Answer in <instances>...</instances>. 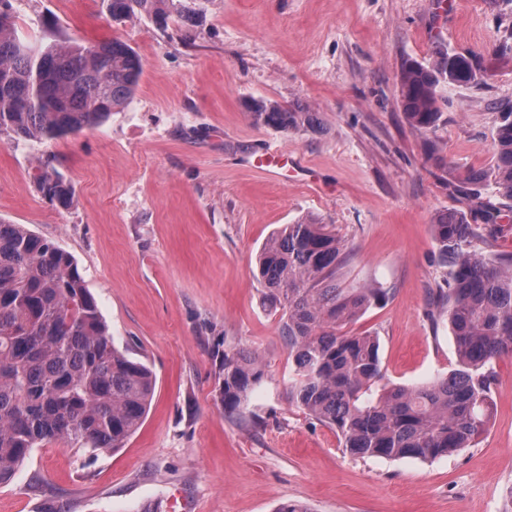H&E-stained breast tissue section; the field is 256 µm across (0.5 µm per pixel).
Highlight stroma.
Listing matches in <instances>:
<instances>
[{
  "instance_id": "1",
  "label": "stroma",
  "mask_w": 512,
  "mask_h": 512,
  "mask_svg": "<svg viewBox=\"0 0 512 512\" xmlns=\"http://www.w3.org/2000/svg\"><path fill=\"white\" fill-rule=\"evenodd\" d=\"M44 41L120 40L144 61L131 103L101 126L51 142L0 144V220L75 260L116 346L148 366L154 398L123 448L87 459L76 445L33 449L0 512H503L512 495V357L494 364L495 412L472 445L434 460L357 457L335 429L288 399L280 316L265 307L256 258L306 216L353 251L343 287L388 295L354 324L378 336L388 382L455 369L448 268L431 224L467 209L471 171L493 166L492 134L512 105V0H198L190 24L113 22L104 0H14ZM478 56L484 77L444 91L436 131L412 126L399 77L438 43ZM307 107L315 129L257 124L247 104ZM317 177L270 179L266 146ZM51 163L68 205L35 174ZM473 250L512 252V208L477 227ZM254 349L261 383L237 414L219 390L220 346ZM39 190L50 200H56L65 205L71 194V187L65 182L60 173L49 164H43L35 176Z\"/></svg>"
}]
</instances>
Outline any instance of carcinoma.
<instances>
[{"label":"carcinoma","instance_id":"obj_1","mask_svg":"<svg viewBox=\"0 0 512 512\" xmlns=\"http://www.w3.org/2000/svg\"><path fill=\"white\" fill-rule=\"evenodd\" d=\"M196 0H107L116 22L144 17L160 28L172 16L193 19ZM477 56L439 44L428 62L400 74L410 123L431 131L442 117V90L469 85ZM143 60L127 44L32 43L17 27L12 0H0V141H51L101 125L132 100ZM250 114L288 131L321 125L317 112L258 99ZM492 176L512 201V109L493 134ZM486 177L468 173V211L435 217L432 232L448 267L447 306L457 367L415 386L390 384L379 338L346 327L381 302L383 288H340L352 253L329 225L311 218L286 224L258 255L263 304L280 313L292 374L288 399L328 424L359 457L435 459L468 448L494 410L492 363L512 354V253L469 248L473 225L497 224L500 209L477 200ZM39 190L66 204L71 187L45 164ZM220 386L224 411L240 412L264 377L259 354L226 347ZM152 370L114 343L72 256L22 224L0 220V486L12 483L36 445L57 440L91 456L116 450L142 425L155 390Z\"/></svg>","mask_w":512,"mask_h":512}]
</instances>
